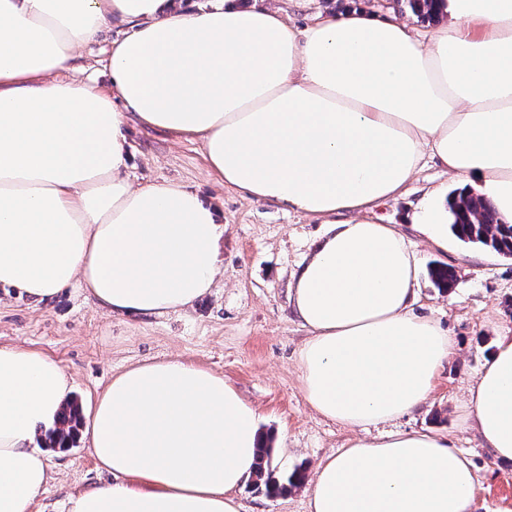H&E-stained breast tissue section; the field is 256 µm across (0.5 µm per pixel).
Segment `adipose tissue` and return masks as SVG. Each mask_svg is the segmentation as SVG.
<instances>
[{
	"label": "adipose tissue",
	"instance_id": "obj_1",
	"mask_svg": "<svg viewBox=\"0 0 512 512\" xmlns=\"http://www.w3.org/2000/svg\"><path fill=\"white\" fill-rule=\"evenodd\" d=\"M421 32L396 15L217 0H0V288L43 303L67 288L112 315L178 313L208 295L224 222L195 188L133 186L129 124L202 142L210 170L252 199L328 224L293 274L307 336L303 392L353 429L428 399L458 350L416 309V253L375 216L431 160L512 224V0H445ZM108 88L70 76L112 23ZM439 247L446 193L413 218ZM71 388L54 359L0 346V512H31L54 473L36 443ZM109 483L67 512H239L258 416L223 376L178 358L132 365L89 407ZM460 425L512 466V331L468 390ZM470 462L434 431L353 440L319 462L308 512H470Z\"/></svg>",
	"mask_w": 512,
	"mask_h": 512
}]
</instances>
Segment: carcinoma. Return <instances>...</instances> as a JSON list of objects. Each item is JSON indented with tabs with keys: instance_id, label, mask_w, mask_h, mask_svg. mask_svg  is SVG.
<instances>
[{
	"instance_id": "obj_1",
	"label": "carcinoma",
	"mask_w": 512,
	"mask_h": 512,
	"mask_svg": "<svg viewBox=\"0 0 512 512\" xmlns=\"http://www.w3.org/2000/svg\"><path fill=\"white\" fill-rule=\"evenodd\" d=\"M406 6L421 20L434 21L437 14L434 0H404ZM474 198L460 194L449 202V221L453 233L462 241L480 243L498 254L512 255V225L502 224L493 205L487 201H479L472 205ZM82 416L79 407L73 403L63 410L60 420L47 435L51 446H68L76 440ZM270 448L258 449L255 476L257 480L277 486L268 473Z\"/></svg>"
}]
</instances>
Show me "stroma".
<instances>
[{
	"mask_svg": "<svg viewBox=\"0 0 512 512\" xmlns=\"http://www.w3.org/2000/svg\"><path fill=\"white\" fill-rule=\"evenodd\" d=\"M124 34V27L114 24L84 46L81 79L108 87L102 62L113 41ZM128 140L132 183L156 178L183 182L221 212L226 227L224 266L212 294L184 313L132 319L105 313L69 288L37 305L0 289V344L19 345L57 360L72 380L71 399L84 407L113 375L151 359L178 356L224 375L255 408L260 430L273 437L274 476L297 469L311 476L321 459L347 448L355 436L350 428L313 410L297 367L305 331L289 306L292 273L312 255L325 225L217 182L200 141L139 126L130 127ZM439 187L453 193L461 185L440 165L427 163L405 193L380 205L375 214L399 225L412 241L419 266L418 308L439 320L459 350L440 371L421 408L369 427L362 435L372 440L399 431L447 434L477 474L472 512H512V468L500 467L475 432L460 430L458 410L497 337L512 330V259L453 236L447 249L435 247L411 217L425 195ZM437 265L454 268L453 288L442 290L434 284L430 270ZM47 458L57 479L37 498L32 512H66L70 494L110 480L98 468L86 439L70 448L48 449ZM237 497L241 512H307L299 486L272 495L251 481Z\"/></svg>",
	"mask_w": 512,
	"mask_h": 512,
	"instance_id": "1",
	"label": "stroma"
}]
</instances>
